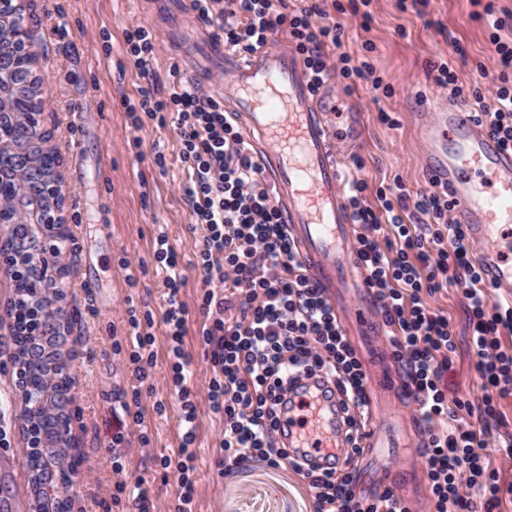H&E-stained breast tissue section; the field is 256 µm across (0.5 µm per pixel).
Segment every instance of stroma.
<instances>
[{"label": "stroma", "instance_id": "35a3bbf8", "mask_svg": "<svg viewBox=\"0 0 512 512\" xmlns=\"http://www.w3.org/2000/svg\"><path fill=\"white\" fill-rule=\"evenodd\" d=\"M355 0H326L330 18L344 28L343 48L354 63L370 60L382 80L347 84L336 77V103L355 104L364 115V137L353 153L370 189L401 181L411 205V223L422 216L414 205L431 191L423 168L424 144L419 115L448 98L433 82L431 66L467 54L456 67L464 86L494 78L498 63L482 20L471 0H428L421 10H402L400 0H370L367 12ZM26 22L38 53L36 72L43 82L42 127L61 162L64 215L68 240L56 257L62 273L65 307L74 312L65 345L71 353L74 379L71 408L72 454L77 455L73 512H128L127 501L112 503L115 465L126 478L141 480L155 508L171 500L173 470L162 469L161 456L175 455L180 444V404L169 385L164 276L154 251L158 231L181 260L185 283L181 299L188 309L184 348L190 371L198 430L193 512H314V494L288 465L277 468L248 462L231 474L221 473L223 423L210 409L207 384L212 366L200 344V297L208 284L196 265L202 230L184 195L187 172L172 124L149 123L133 144L127 107L138 100L140 72L126 52V32L145 23L156 33L154 83L165 93L178 79L196 78L202 85L221 80L219 69L204 65L203 45L186 37L196 19L183 0H24ZM66 26L62 38L57 27ZM389 120H382V113ZM166 155V171L153 165L155 150ZM14 288L9 272L0 270V512H28L31 498L23 422L17 409L18 381L10 303ZM430 308L447 315L455 332L456 351L442 384L449 396L477 400L482 395L476 359L468 345V312L461 291L452 286L429 298ZM137 315L152 312L154 336L153 389L143 393L139 409L148 441H141L124 412L130 402L132 377L128 351L120 343L127 334L128 307ZM164 411H157V403ZM123 434L122 447L112 445ZM422 433L410 426L401 447L389 458L359 457L355 469L365 488L394 483L410 503L411 512H428L430 485L421 457Z\"/></svg>", "mask_w": 512, "mask_h": 512}]
</instances>
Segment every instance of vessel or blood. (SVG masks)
<instances>
[{
    "label": "vessel or blood",
    "mask_w": 512,
    "mask_h": 512,
    "mask_svg": "<svg viewBox=\"0 0 512 512\" xmlns=\"http://www.w3.org/2000/svg\"><path fill=\"white\" fill-rule=\"evenodd\" d=\"M207 50L224 62V77L211 94L239 123L309 275L351 322L368 331L377 301L357 251L344 176V157L362 138L361 113L344 112V132L334 130L335 95L312 90L300 55L288 45L242 57L211 36ZM424 137L429 180L447 189L454 221L474 245L487 287L496 300L512 304V150L452 103L432 113ZM316 388L311 380L297 392L298 399L316 402L309 423L284 426L280 438L286 447L310 450L320 462L337 446L336 408L316 396ZM372 416L378 427L365 445L376 453L405 419L397 407L378 403Z\"/></svg>",
    "instance_id": "b4317fda"
}]
</instances>
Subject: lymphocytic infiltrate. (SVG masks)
I'll return each mask as SVG.
<instances>
[{
  "label": "lymphocytic infiltrate",
  "instance_id": "obj_1",
  "mask_svg": "<svg viewBox=\"0 0 512 512\" xmlns=\"http://www.w3.org/2000/svg\"><path fill=\"white\" fill-rule=\"evenodd\" d=\"M322 0H190L197 19L214 28L231 51L245 56L286 34L302 55L312 89H319L330 68L356 81L372 73L369 61L353 64L342 52L343 28L325 23ZM481 18L498 58L500 71L491 85L465 89L450 60L436 64L434 82L450 100L474 97L477 122L498 142L512 149V40L502 38L507 21L493 0H486ZM156 35L141 24L126 34L127 52L134 57L143 83L139 115L131 127L142 130L145 120L176 115L175 129L188 174L184 193L204 235L197 264L211 287L203 292L201 342L214 374L209 398L224 420L220 461L232 471L259 459L277 467L290 463L314 493L315 512H408L393 488L370 495L357 491L352 466L363 450L360 441L370 413L363 366L347 340L320 288L297 258L296 247L282 224L273 191L263 179L246 143L223 106L192 80H179L166 95H158L153 80ZM338 51L335 65L327 63V48ZM347 197L358 224L359 255L366 282L374 292L378 314L388 333L394 362L403 371L414 413L423 426L422 456L431 483L430 512H494L512 495L490 469L484 448L512 458V435L493 436L502 421L499 401L512 394V307L491 300L488 288L471 262L474 251L461 225L452 217L447 192L423 195L418 209L426 223L405 220V194L390 188L376 191L371 207L364 178L352 176ZM155 258L164 274L171 386L181 402L175 456L160 459L162 469L174 470L176 490L169 512H191L195 493L197 410L189 386L190 358L184 349L188 311L180 298L182 266L158 235ZM461 288L466 301L471 345L478 358L483 395L478 404L449 397L441 378L455 350L447 316L433 312L429 295L448 286ZM129 366L134 397L150 383L154 363L153 336L134 309H127ZM319 378L326 397L335 398L344 436L341 463L332 470L290 457L278 439L295 382Z\"/></svg>",
  "mask_w": 512,
  "mask_h": 512
}]
</instances>
